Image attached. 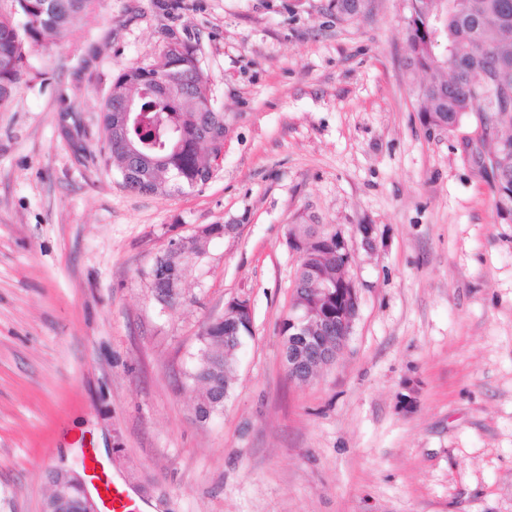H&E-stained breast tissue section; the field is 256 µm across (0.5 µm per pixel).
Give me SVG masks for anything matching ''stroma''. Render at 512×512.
I'll return each instance as SVG.
<instances>
[{"instance_id":"1","label":"stroma","mask_w":512,"mask_h":512,"mask_svg":"<svg viewBox=\"0 0 512 512\" xmlns=\"http://www.w3.org/2000/svg\"><path fill=\"white\" fill-rule=\"evenodd\" d=\"M98 0L33 47L0 102V512H40L56 467L152 512H512V220L474 118L427 130L407 0ZM192 45L228 127L203 186L142 194L105 148L125 67ZM231 224L152 292L174 239ZM294 224L346 240L359 311L336 363L283 360ZM372 227V245L360 229ZM254 331L222 414L186 379L235 298ZM370 6V0H330L328 10L331 14H336V19H343L366 13L370 10Z\"/></svg>"}]
</instances>
